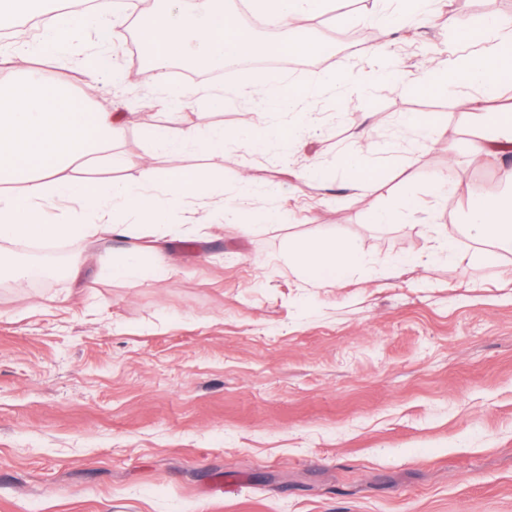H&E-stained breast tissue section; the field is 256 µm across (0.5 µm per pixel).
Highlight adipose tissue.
Instances as JSON below:
<instances>
[{
  "instance_id": "adipose-tissue-1",
  "label": "adipose tissue",
  "mask_w": 512,
  "mask_h": 512,
  "mask_svg": "<svg viewBox=\"0 0 512 512\" xmlns=\"http://www.w3.org/2000/svg\"><path fill=\"white\" fill-rule=\"evenodd\" d=\"M40 16L42 37L26 48L29 56L55 57L81 31L93 33L94 48H114L117 30L128 22L115 0H93L87 12L59 13L46 6ZM485 28L495 33L493 43L452 65L430 59L419 78L420 86L438 93L452 85L477 88V96L459 99L457 105L470 126L467 161L482 165L512 147V104L502 102L512 90V22L492 17ZM130 121L125 112L91 110L84 98L68 91L65 81L41 73L17 74L0 87V184L22 188L15 195L0 194V243L77 239L94 249L105 236H115L129 245L113 256L112 276L138 281L169 272V241L193 231L200 214L219 215L245 230L252 221L271 218L265 196L244 175L230 197L223 183L202 168L161 170L144 162L134 183L85 177V169L102 161L115 168L127 165L112 146ZM405 122L416 129L418 146L439 144L456 155V135L443 125L441 115L415 113ZM380 150L370 131H363L343 156L348 189L367 192L375 186L379 173L373 160ZM61 205L74 209L75 219L54 220L53 211ZM175 208L183 212L182 223L168 221ZM126 215L161 227V235L149 246L138 245V229L123 223ZM466 217L464 232L477 245L473 260L500 266L503 276L512 277L506 263L512 256V189L468 196ZM287 260L315 288L373 269L355 246L333 238L289 243Z\"/></svg>"
}]
</instances>
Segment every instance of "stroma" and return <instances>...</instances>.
Returning a JSON list of instances; mask_svg holds the SVG:
<instances>
[{"label": "stroma", "mask_w": 512, "mask_h": 512, "mask_svg": "<svg viewBox=\"0 0 512 512\" xmlns=\"http://www.w3.org/2000/svg\"><path fill=\"white\" fill-rule=\"evenodd\" d=\"M395 0H340L319 22L332 34L370 26ZM437 12L482 27L506 17L502 0H437ZM351 14L352 22L338 16ZM416 75L431 58L477 46L438 22L385 40ZM90 45L73 36L49 70L85 90L74 65ZM147 77L132 90L100 80L91 109L130 112L117 144L129 160L93 176L133 182L138 162L202 167L232 195L236 173L274 188L280 220L251 230L202 216L174 240L170 275L112 278L111 255L84 261L80 282H0V512H512V283L467 261L465 198L475 180L512 167L449 163L439 148L410 147L407 113L462 126L459 90H395L319 101L322 133L290 156L274 148L222 155L159 149L152 132L179 133L193 112L151 105ZM395 164L374 192L305 182L319 161L338 169L364 127ZM454 168L453 190L418 219L372 224L374 207L425 198ZM447 228L464 259L426 261L432 227ZM330 237L374 264L332 288L289 268L290 242ZM237 489L228 494L225 481Z\"/></svg>", "instance_id": "obj_1"}]
</instances>
